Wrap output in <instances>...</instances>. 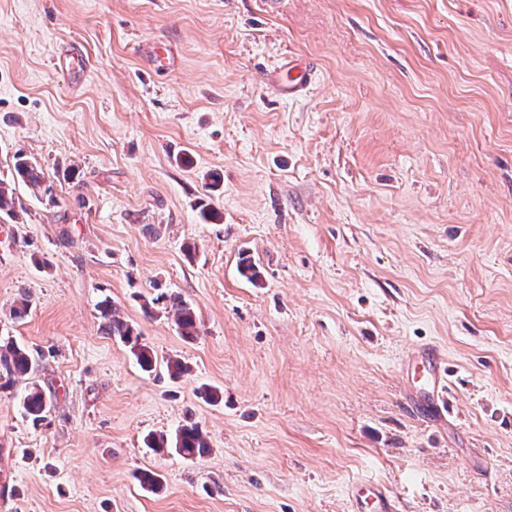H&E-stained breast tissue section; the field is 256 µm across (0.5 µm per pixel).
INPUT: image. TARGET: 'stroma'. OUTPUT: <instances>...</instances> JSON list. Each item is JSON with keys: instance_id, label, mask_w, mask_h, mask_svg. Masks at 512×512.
<instances>
[{"instance_id": "obj_1", "label": "stroma", "mask_w": 512, "mask_h": 512, "mask_svg": "<svg viewBox=\"0 0 512 512\" xmlns=\"http://www.w3.org/2000/svg\"><path fill=\"white\" fill-rule=\"evenodd\" d=\"M291 56L316 66L293 100L266 81ZM19 154L53 195L14 183L0 243V340L36 360L0 388V512H350L361 484L512 512V0H0L1 181ZM421 345L440 424L401 388ZM185 424L208 454L146 448ZM181 336L192 339L198 335V322L195 311L185 302L179 301L174 315ZM102 317L105 320L107 334L128 345L141 369L148 373L152 372L156 366V357L146 345L139 343V334L135 332V329L115 316V312L109 307L103 309ZM413 376L403 381V391L411 397V406L417 417L430 422H439L448 415L449 379L445 361L434 348L420 347L409 356ZM423 382L422 386L418 385ZM24 414L33 420H39L48 409V404L43 392L37 387L26 391L22 398Z\"/></svg>"}]
</instances>
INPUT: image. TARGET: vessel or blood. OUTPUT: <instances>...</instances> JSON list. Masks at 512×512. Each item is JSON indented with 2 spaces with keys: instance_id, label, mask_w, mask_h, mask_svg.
I'll list each match as a JSON object with an SVG mask.
<instances>
[{
  "instance_id": "b4317fda",
  "label": "vessel or blood",
  "mask_w": 512,
  "mask_h": 512,
  "mask_svg": "<svg viewBox=\"0 0 512 512\" xmlns=\"http://www.w3.org/2000/svg\"><path fill=\"white\" fill-rule=\"evenodd\" d=\"M313 73V67L292 59L282 70L269 73L267 80L276 85L283 96L295 99L302 95ZM409 361L414 381L404 385L403 390L410 396L415 414L430 422L444 420L449 411V379L442 355L434 348L421 347L411 353ZM354 499L355 512H395L394 506L377 488L355 492Z\"/></svg>"
}]
</instances>
